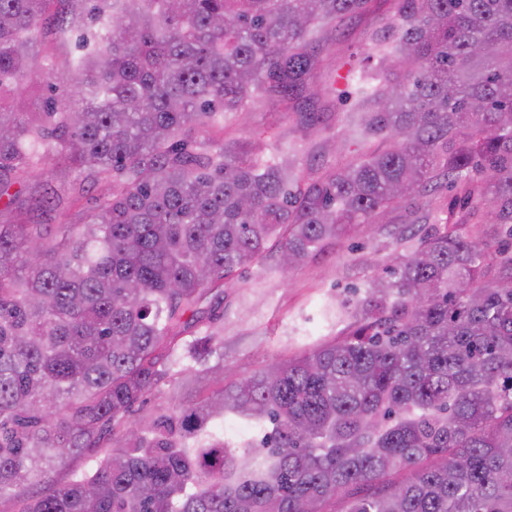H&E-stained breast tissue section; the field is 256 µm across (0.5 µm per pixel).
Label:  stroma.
I'll list each match as a JSON object with an SVG mask.
<instances>
[{
    "label": "stroma",
    "mask_w": 512,
    "mask_h": 512,
    "mask_svg": "<svg viewBox=\"0 0 512 512\" xmlns=\"http://www.w3.org/2000/svg\"><path fill=\"white\" fill-rule=\"evenodd\" d=\"M57 9L67 18L65 29L44 25L36 33L42 50L38 70L25 77V85H38L33 102L43 108L50 96V79L75 84L72 61L83 52L82 38L90 31L83 6L59 0ZM393 12L391 0H376L367 13L345 21L329 32L325 55L336 69V83L316 105L322 112L326 134L336 133L346 108L341 93L352 88L351 78L367 66L371 54L368 35ZM12 205L0 202L4 224L84 223L98 199L112 183L106 179L80 181L60 157L56 141H47L43 160L24 173H9ZM54 194L50 207L39 208L45 194ZM397 243L379 233L374 237L351 236L329 247L289 273L250 269L238 279L234 292L224 298V363L240 375H249L277 358H283L316 341L340 335L346 323L332 324L324 314L329 302L354 300L366 282L383 273Z\"/></svg>",
    "instance_id": "35a3bbf8"
}]
</instances>
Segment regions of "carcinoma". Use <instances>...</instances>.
I'll use <instances>...</instances> for the list:
<instances>
[{
  "label": "carcinoma",
  "instance_id": "carcinoma-1",
  "mask_svg": "<svg viewBox=\"0 0 512 512\" xmlns=\"http://www.w3.org/2000/svg\"><path fill=\"white\" fill-rule=\"evenodd\" d=\"M55 2L0 0V170L56 139L112 192L54 241L0 224V512H512V253L468 230L512 240V0H393L336 137L271 144L225 131L267 104L315 130L326 33L373 0H79L84 80L51 90L82 106L32 112ZM406 203L415 249L326 307L344 337L224 366V288Z\"/></svg>",
  "mask_w": 512,
  "mask_h": 512
}]
</instances>
